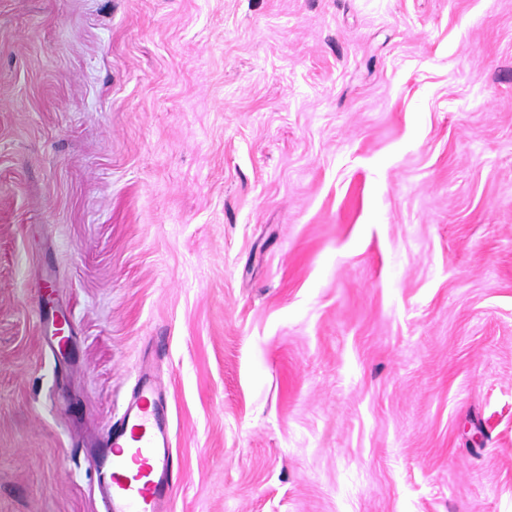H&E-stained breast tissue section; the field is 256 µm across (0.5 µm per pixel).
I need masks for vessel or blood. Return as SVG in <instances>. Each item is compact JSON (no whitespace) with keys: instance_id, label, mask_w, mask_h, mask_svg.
I'll return each mask as SVG.
<instances>
[{"instance_id":"1","label":"vessel or blood","mask_w":512,"mask_h":512,"mask_svg":"<svg viewBox=\"0 0 512 512\" xmlns=\"http://www.w3.org/2000/svg\"><path fill=\"white\" fill-rule=\"evenodd\" d=\"M84 460L105 512H167L178 467L166 388L151 366L140 368L122 416Z\"/></svg>"}]
</instances>
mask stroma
I'll return each instance as SVG.
<instances>
[{"instance_id": "1", "label": "stroma", "mask_w": 512, "mask_h": 512, "mask_svg": "<svg viewBox=\"0 0 512 512\" xmlns=\"http://www.w3.org/2000/svg\"><path fill=\"white\" fill-rule=\"evenodd\" d=\"M147 362L171 512H512V0H0V512Z\"/></svg>"}]
</instances>
